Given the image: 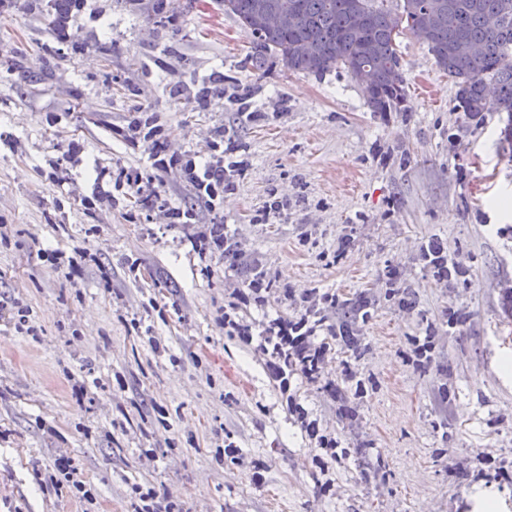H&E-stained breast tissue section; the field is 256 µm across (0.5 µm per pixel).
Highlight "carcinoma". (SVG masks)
<instances>
[{
	"mask_svg": "<svg viewBox=\"0 0 512 512\" xmlns=\"http://www.w3.org/2000/svg\"><path fill=\"white\" fill-rule=\"evenodd\" d=\"M78 0H32L31 9L46 21L45 32L61 41L65 17L77 7ZM141 5L146 19L172 26L178 16L172 0H132ZM290 3L299 15L292 26H270L264 16ZM386 0H214L224 13L232 16L253 40L250 68L263 70L278 66L292 73L322 75L333 69L345 72L360 86L371 112L382 119L393 114L406 119V79L396 39L408 31L422 39L437 66L448 74L455 86V98L467 120L482 122L490 112L507 113L503 139L512 143V0H402L400 8L385 7ZM365 75L357 79L358 73ZM498 84V94L491 99L485 92L484 78ZM232 85L234 100L240 111L251 108L250 86L222 75L198 88L197 98L224 95V84ZM205 248L224 257V266L236 270L241 287L262 304L265 295L277 292V300L297 312L283 325L307 334L325 331L324 339L306 345L299 340L288 342L273 365L277 377L286 370L307 375L319 372L325 354L339 348L343 354L360 360L370 350L362 326L370 319L377 299L369 290L350 297L296 293L287 284L270 278L267 272L245 254L235 234L222 224H212L202 239ZM417 261L432 276L449 288L468 285L469 268L449 257L447 245L431 238L421 246ZM383 299L400 310L412 311L417 297L405 277L394 266H386ZM440 328L428 326L423 341H414L416 368L439 372L444 366L437 361L436 338ZM325 388L339 404L338 416L353 425L360 420L359 401L375 382L349 373L342 384L329 381Z\"/></svg>",
	"mask_w": 512,
	"mask_h": 512,
	"instance_id": "obj_1",
	"label": "carcinoma"
}]
</instances>
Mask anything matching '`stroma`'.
I'll list each match as a JSON object with an SVG mask.
<instances>
[{"instance_id": "obj_1", "label": "stroma", "mask_w": 512, "mask_h": 512, "mask_svg": "<svg viewBox=\"0 0 512 512\" xmlns=\"http://www.w3.org/2000/svg\"><path fill=\"white\" fill-rule=\"evenodd\" d=\"M104 6L107 70L88 35L76 38L83 54H54L39 17L0 14V301L26 308L31 326L20 333L0 320V512H137L136 485L174 512H469V497L490 486L512 512V374L501 370L512 358L500 300L512 281L506 113L459 131L452 80L409 33L397 43L411 119L385 122L342 71L245 68L251 39L213 0L187 9L176 33L130 15L126 0ZM17 55L51 80L33 93L20 86ZM213 69L251 83L255 109L272 120L236 119L220 100L178 111L166 86ZM126 83L137 96L120 94ZM136 110L154 115L169 150L209 153L219 129L240 145L223 221L274 279L299 293L380 295L389 261L409 275L418 311L377 303L362 360L333 352L317 378L274 379L267 336L284 307L273 297L241 303L237 272L196 246L214 214L178 174L154 177L149 148L124 139ZM75 142L107 172L110 196L90 210L93 186L68 154ZM380 149L410 161L383 162ZM56 168L64 185L51 178ZM126 173L155 178L167 204L192 207L194 223L135 208V193L114 187ZM272 193L293 209L254 223ZM348 227L353 245L329 262ZM304 230L314 247L302 246ZM436 236L470 266L468 287L444 288L416 262ZM449 307L469 319L437 338L448 374L421 372L410 341ZM236 322L247 335L234 334ZM350 367L376 383L355 430L324 388ZM444 383L457 393L445 405ZM292 403L336 449L302 431ZM360 440L373 443L361 455ZM62 455L93 501L57 483Z\"/></svg>"}]
</instances>
